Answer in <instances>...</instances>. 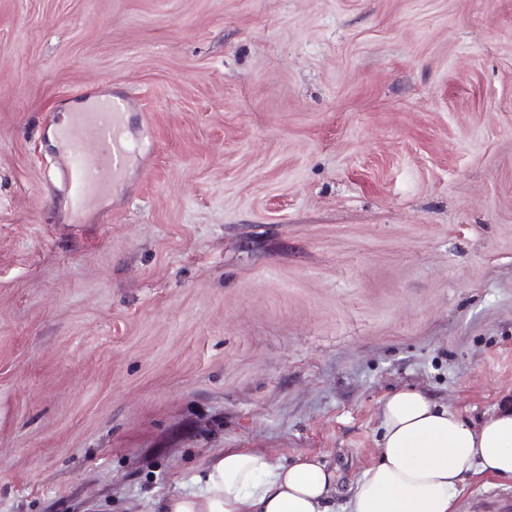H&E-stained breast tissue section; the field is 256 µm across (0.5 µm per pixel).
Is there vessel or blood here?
Segmentation results:
<instances>
[{"label": "vessel or blood", "instance_id": "obj_1", "mask_svg": "<svg viewBox=\"0 0 512 512\" xmlns=\"http://www.w3.org/2000/svg\"><path fill=\"white\" fill-rule=\"evenodd\" d=\"M129 123L119 99L109 107L70 113L61 136L68 149L65 168L75 214L101 204L123 183L135 154Z\"/></svg>", "mask_w": 512, "mask_h": 512}]
</instances>
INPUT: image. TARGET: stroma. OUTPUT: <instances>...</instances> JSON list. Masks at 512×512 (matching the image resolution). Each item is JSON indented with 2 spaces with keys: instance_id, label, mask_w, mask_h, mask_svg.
<instances>
[{
  "instance_id": "obj_1",
  "label": "stroma",
  "mask_w": 512,
  "mask_h": 512,
  "mask_svg": "<svg viewBox=\"0 0 512 512\" xmlns=\"http://www.w3.org/2000/svg\"><path fill=\"white\" fill-rule=\"evenodd\" d=\"M117 95L74 217L49 134ZM402 388L512 401V0H0V512H150L222 448L346 489ZM129 123L126 104L117 97H113L112 107L69 113L61 136L68 149L65 168L75 214L100 205L123 183L135 154L127 133ZM87 143H93L95 150H84Z\"/></svg>"
}]
</instances>
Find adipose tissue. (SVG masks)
Returning <instances> with one entry per match:
<instances>
[{
  "label": "adipose tissue",
  "instance_id": "obj_1",
  "mask_svg": "<svg viewBox=\"0 0 512 512\" xmlns=\"http://www.w3.org/2000/svg\"><path fill=\"white\" fill-rule=\"evenodd\" d=\"M380 457L357 479L347 512H456L468 481L512 480V404L480 424L416 390L380 410ZM199 491L158 500L154 512H335L336 471L312 455L292 460L244 448L211 454Z\"/></svg>",
  "mask_w": 512,
  "mask_h": 512
}]
</instances>
